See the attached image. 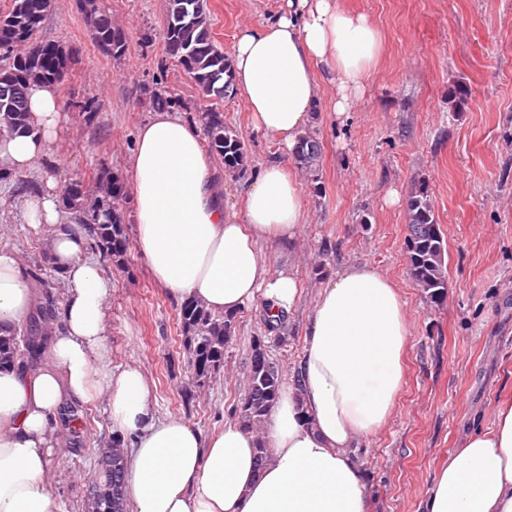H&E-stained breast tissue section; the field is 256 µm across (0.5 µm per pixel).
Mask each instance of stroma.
<instances>
[{
  "label": "stroma",
  "instance_id": "35a3bbf8",
  "mask_svg": "<svg viewBox=\"0 0 512 512\" xmlns=\"http://www.w3.org/2000/svg\"><path fill=\"white\" fill-rule=\"evenodd\" d=\"M212 35L230 51L238 29L258 26L281 0H205ZM368 15L383 50L364 95L343 116L324 86L308 133L322 148L318 182L297 177L306 222L295 246L269 243L271 273H292L299 298L278 329L263 302L235 316L224 368L204 391L192 392L191 359L181 323L182 301L152 279L136 244L132 201L116 207L129 241L123 264L104 261L112 278L108 343L113 365L140 366L159 416L204 432L235 421L247 391L246 369L262 337L282 376L304 347L317 294L347 265L380 270L398 287L410 336L405 384L387 423L354 455L366 474L372 512H418L438 467L463 437L489 425L498 399L512 393V0H340ZM111 16L127 34L124 54L99 50L93 14ZM167 0H52L39 38L57 42L75 63L57 91L67 121L53 157L63 219H71L66 186L101 198L103 180L129 183L126 158L138 127L165 97L171 111L204 125L219 112L242 133L247 161L224 176V205L240 209L263 165L292 163L290 151L253 128L238 97L206 95L165 46ZM469 94L461 110L450 99ZM426 181L447 241V301L435 306L415 287L405 250L406 207L414 182ZM38 175L0 183V248L28 272L59 277L50 240L24 217V187ZM78 444L64 447L49 474L65 512H91L85 477L112 438L105 400L82 406Z\"/></svg>",
  "mask_w": 512,
  "mask_h": 512
}]
</instances>
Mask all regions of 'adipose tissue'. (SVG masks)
<instances>
[{"instance_id":"obj_1","label":"adipose tissue","mask_w":512,"mask_h":512,"mask_svg":"<svg viewBox=\"0 0 512 512\" xmlns=\"http://www.w3.org/2000/svg\"><path fill=\"white\" fill-rule=\"evenodd\" d=\"M381 51L378 28L338 0H282L268 21L239 28L234 88L255 129L291 149L323 85L333 87L334 111L343 115L364 93ZM28 109L29 133L0 136V165L40 174L25 214L50 237L64 298L42 358L0 369V512H64L47 478L59 446L57 413L101 398L113 434L128 443L130 512H370L350 449L388 421L403 385L409 327L393 281L349 265L320 288L303 352L265 427L269 461L256 468V438L238 423L207 434L159 417L141 368L113 367L112 281L87 253L86 227L59 220L52 157L64 114L55 86L32 87ZM128 168L136 245L170 297L216 315L260 299L292 309L294 276L271 274L262 252L272 240L295 242L305 222L290 165L269 162L249 184L242 212L227 210L199 128L161 111L138 128ZM32 301L25 267L0 250V326L17 325ZM420 510L512 512V400L449 453Z\"/></svg>"}]
</instances>
